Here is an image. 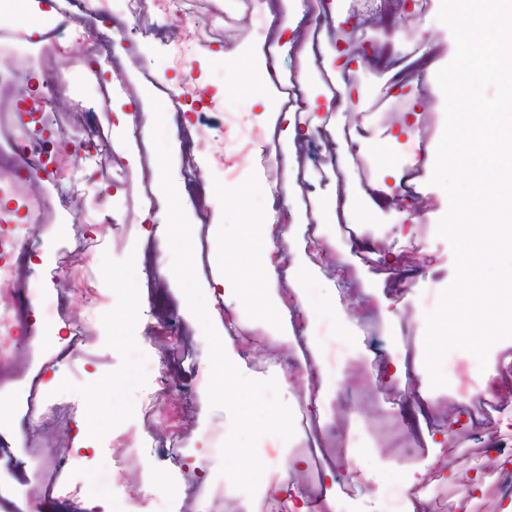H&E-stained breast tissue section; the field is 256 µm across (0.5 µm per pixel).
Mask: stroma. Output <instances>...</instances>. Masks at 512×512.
<instances>
[{
    "label": "stroma",
    "mask_w": 512,
    "mask_h": 512,
    "mask_svg": "<svg viewBox=\"0 0 512 512\" xmlns=\"http://www.w3.org/2000/svg\"><path fill=\"white\" fill-rule=\"evenodd\" d=\"M259 0H187L182 12H158L147 0L140 16L120 25L114 58L124 69V92H101L78 67H63L70 100L96 109L98 132L116 158L74 169L85 179L67 214L51 207L29 240L39 252L17 288L36 293L35 332L22 349L11 386L0 389V512H27L29 503L54 512L62 488L79 487L67 512H89L95 493L110 495L118 512L154 500L156 512H269L275 498L244 480L230 479L225 448L239 445L277 480L289 458L305 459L290 480L314 496L317 470L332 472L336 512H405L412 482L432 481L427 512H443L448 499L463 512H502L503 487L481 479L491 446H512V393L502 411L484 397L500 368L512 365V339L495 344L486 366L469 352L448 354L447 386L422 397L425 315L456 275L447 240L436 234L447 213L444 189L433 185L435 159L416 160L412 144L437 147L445 126V97L436 79L415 68L424 48L432 62L455 53L451 29L438 18L441 0H388L398 24V72L379 70L364 41L382 31L362 29L361 0H330L318 35L322 58L309 50L283 56L278 75L258 69L267 51ZM210 32V51L173 61L184 29ZM351 55L350 81L358 93L343 111L329 110L337 95L326 57ZM192 69L214 104L185 100L182 71ZM299 81L314 97L295 111L288 89ZM263 143L267 160L255 159ZM405 207L381 205L374 185L401 190ZM205 190L199 210L184 190L188 180ZM170 192H163L160 181ZM280 186L291 214L270 223L266 196ZM353 198L348 216L336 200ZM271 230L272 254L251 241ZM414 239L421 257L408 266L402 246ZM322 244L314 261L310 240ZM285 260L274 275L273 260ZM309 266L308 299L322 309L304 320L302 338L281 346L270 322L293 324V266ZM89 273L84 292L70 289L73 267ZM240 292L228 305L214 294L216 280ZM281 300L260 306L263 288ZM235 336L243 362L263 387L246 392L218 377L210 334L214 316ZM317 337L310 348L308 337ZM292 356L302 371H287L286 386L268 384ZM336 378L326 417L313 401L321 373ZM264 403L272 420L246 421L245 394ZM408 399L406 407L397 402ZM414 441L411 455L389 443L396 430ZM362 448L346 461L337 448ZM77 457L59 471L57 458ZM374 470V482L358 481Z\"/></svg>",
    "instance_id": "stroma-1"
}]
</instances>
